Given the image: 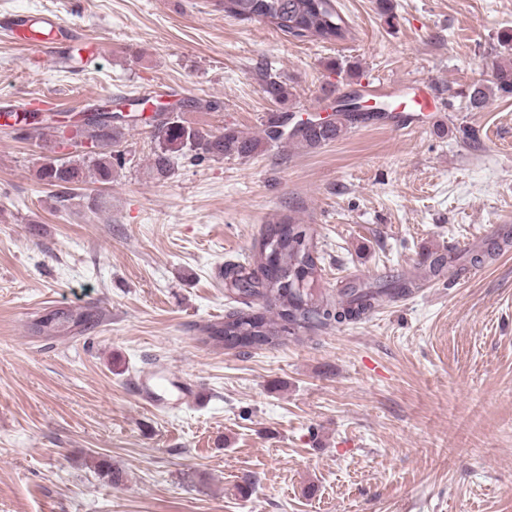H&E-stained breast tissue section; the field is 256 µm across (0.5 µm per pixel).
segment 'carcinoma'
<instances>
[{"instance_id": "1", "label": "carcinoma", "mask_w": 512, "mask_h": 512, "mask_svg": "<svg viewBox=\"0 0 512 512\" xmlns=\"http://www.w3.org/2000/svg\"><path fill=\"white\" fill-rule=\"evenodd\" d=\"M224 14L242 22L267 24L299 41L313 38L336 43L353 36L337 0H224ZM264 91L279 104L290 95L286 84L272 80L266 82ZM496 93L512 95L511 63L496 65L489 79L456 91L454 96L466 99L468 108L480 111ZM362 98L357 91L343 98L341 108L328 122L296 125L290 111L284 110L266 122L260 138L232 127L215 133L191 126L180 117L187 110L220 112L224 102L219 99L167 103L146 123L156 141L152 168L158 178L165 179L178 156L188 153L197 160H244L253 157L263 141H285L308 151L316 150L340 138L354 123L373 117L357 109ZM148 102L147 98H109L97 108V114L87 117L83 113H67L64 121L26 112L15 131L19 137L29 139L43 137L45 129L53 130L57 138L44 141V147L52 153L60 145L69 144V157L53 159L42 168L40 178L46 183L68 190L87 182L91 174L108 182L112 179V147L138 126L140 112ZM321 272L312 225L299 224L290 217L267 225L251 260L224 268V288L241 298L263 301L265 310L230 312L224 320L201 327L202 334L227 349L249 348L250 338L256 336L273 345L314 328L356 321L384 300L405 296L417 287L414 280L399 275L380 281L351 282L333 300L317 289ZM96 322L97 314L91 309H51L32 316L28 333L44 340L74 338Z\"/></svg>"}]
</instances>
